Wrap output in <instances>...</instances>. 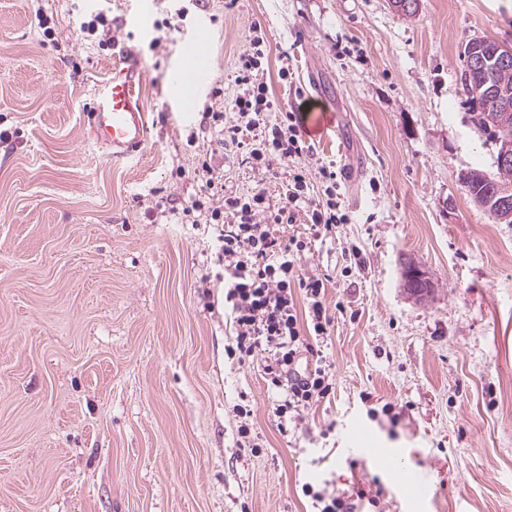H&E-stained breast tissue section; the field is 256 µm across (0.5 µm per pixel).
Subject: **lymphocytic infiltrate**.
<instances>
[{
	"label": "lymphocytic infiltrate",
	"mask_w": 512,
	"mask_h": 512,
	"mask_svg": "<svg viewBox=\"0 0 512 512\" xmlns=\"http://www.w3.org/2000/svg\"><path fill=\"white\" fill-rule=\"evenodd\" d=\"M235 105L244 125L225 126L223 113L214 112L210 126L219 130L224 142L245 149L253 168L287 166L307 153L296 122L278 121L277 104L265 86L247 85ZM256 129L262 139L245 144L243 131ZM194 174L203 182L204 194L190 208L203 214L206 223L220 227L216 241L217 258L224 267V309L235 336L227 354L245 358L266 353L264 373L280 395L275 414L280 427H287L299 421L302 409L332 390L330 367L315 354L333 321L326 284L319 276L298 273L296 263L310 240L333 237L337 226L348 220L336 200L337 174L319 167L326 198L318 201L311 196L306 174L290 173L285 202L272 210L266 208L261 191L247 197L224 196L223 177L210 162H202ZM301 215L309 221V238L280 236V228L296 223ZM300 296L307 302L302 312L296 303Z\"/></svg>",
	"instance_id": "f902f5d3"
}]
</instances>
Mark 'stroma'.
Instances as JSON below:
<instances>
[{"label": "stroma", "instance_id": "35a3bbf8", "mask_svg": "<svg viewBox=\"0 0 512 512\" xmlns=\"http://www.w3.org/2000/svg\"><path fill=\"white\" fill-rule=\"evenodd\" d=\"M99 13L112 45L81 31ZM201 35L188 98L177 63ZM255 38L252 84L302 121L296 168L341 171L349 216L297 262L327 279L334 388L285 432L263 352L226 354L214 228L180 217L205 159L225 195L285 201L287 173L201 125L239 124ZM472 38L511 46L512 0H419L413 17L388 0H0V512H317L307 483L354 512H512V224L459 183L496 170L460 80ZM122 46L149 69V134L115 162L85 125ZM406 256L430 301L403 292ZM359 428L429 497L353 448ZM400 286L404 293L416 302H423L434 295V281L421 263L405 258L401 263ZM394 478L399 488L412 497L428 495L425 482L420 476L402 470H395Z\"/></svg>", "mask_w": 512, "mask_h": 512}]
</instances>
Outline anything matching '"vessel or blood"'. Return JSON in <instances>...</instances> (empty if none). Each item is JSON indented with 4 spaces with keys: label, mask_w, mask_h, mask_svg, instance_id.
<instances>
[{
    "label": "vessel or blood",
    "mask_w": 512,
    "mask_h": 512,
    "mask_svg": "<svg viewBox=\"0 0 512 512\" xmlns=\"http://www.w3.org/2000/svg\"><path fill=\"white\" fill-rule=\"evenodd\" d=\"M145 78L139 56L121 48L106 81L95 90L86 128L88 142L115 161L133 158L148 138V115L136 94Z\"/></svg>",
    "instance_id": "b4317fda"
}]
</instances>
